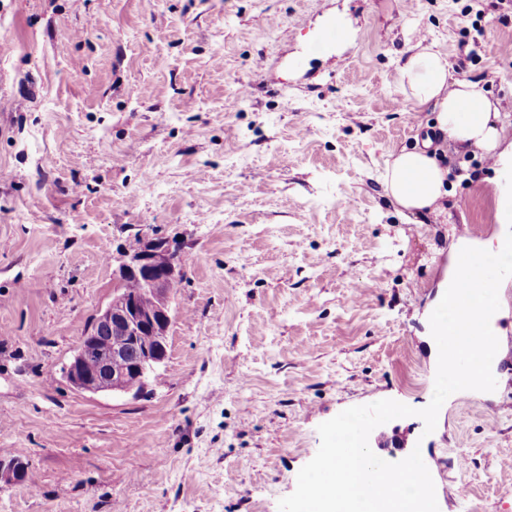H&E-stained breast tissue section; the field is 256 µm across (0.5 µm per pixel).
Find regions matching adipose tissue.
I'll list each match as a JSON object with an SVG mask.
<instances>
[{
	"label": "adipose tissue",
	"mask_w": 512,
	"mask_h": 512,
	"mask_svg": "<svg viewBox=\"0 0 512 512\" xmlns=\"http://www.w3.org/2000/svg\"><path fill=\"white\" fill-rule=\"evenodd\" d=\"M395 84L406 99L436 114V122L455 145L477 147L496 157L499 175L512 165V144L503 145L500 112L482 81L451 79L444 55L427 45L401 56ZM448 170L423 149L403 151L387 162L381 181L402 211L418 214L447 196Z\"/></svg>",
	"instance_id": "ef3b65f1"
}]
</instances>
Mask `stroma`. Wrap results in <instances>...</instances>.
<instances>
[{"instance_id":"obj_1","label":"stroma","mask_w":512,"mask_h":512,"mask_svg":"<svg viewBox=\"0 0 512 512\" xmlns=\"http://www.w3.org/2000/svg\"><path fill=\"white\" fill-rule=\"evenodd\" d=\"M510 43L512 0H0V449L28 464L0 512H278L321 423L425 408L454 228L502 226L494 166L446 138L466 172L438 208L387 196L437 128L396 59L434 45L511 141ZM144 234L185 261L167 358L138 396L79 392L64 369ZM499 301L496 391L394 422L439 512L460 483L512 512V276Z\"/></svg>"}]
</instances>
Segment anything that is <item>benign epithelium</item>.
Returning a JSON list of instances; mask_svg holds the SVG:
<instances>
[{
	"mask_svg": "<svg viewBox=\"0 0 512 512\" xmlns=\"http://www.w3.org/2000/svg\"><path fill=\"white\" fill-rule=\"evenodd\" d=\"M182 258L162 240L148 239L127 255L113 274L112 299L99 311L82 333L74 358L65 368L71 386L85 393L124 395L145 385V372L167 357V338L173 322L171 300L182 279ZM135 277L154 296V307L143 311L135 296L123 288L126 279ZM118 337L119 343L103 352L95 348V337ZM155 336L157 344L144 349L141 362L129 365V348H139V337ZM96 358V365L86 370L84 362ZM27 476L24 463L0 459V479L21 482Z\"/></svg>",
	"mask_w": 512,
	"mask_h": 512,
	"instance_id": "benign-epithelium-1",
	"label": "benign epithelium"
}]
</instances>
